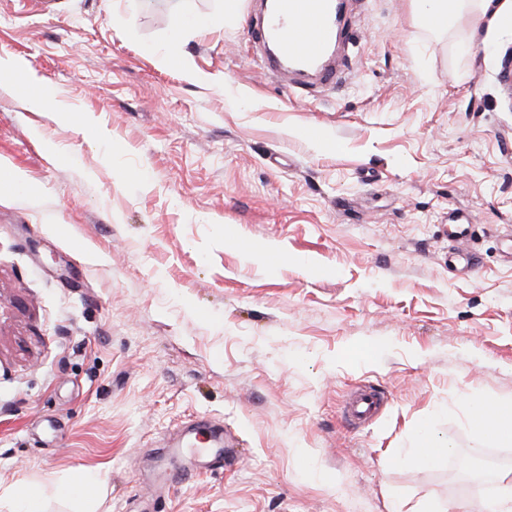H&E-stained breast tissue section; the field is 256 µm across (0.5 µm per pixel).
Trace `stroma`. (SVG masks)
<instances>
[{
	"mask_svg": "<svg viewBox=\"0 0 512 512\" xmlns=\"http://www.w3.org/2000/svg\"><path fill=\"white\" fill-rule=\"evenodd\" d=\"M221 5L0 0V166L22 176L0 193V490L79 512L51 490L92 471L94 512H135L147 464L207 418L243 455L150 512H484L495 482L452 476L482 452L512 474V442L466 423L512 401V12L465 52L469 17L439 34L413 0H346L357 46L301 95L260 64L253 0L185 36L210 82L160 65L181 12ZM21 83L70 121L27 111ZM365 385L384 402L356 425ZM425 426L446 461L410 458Z\"/></svg>",
	"mask_w": 512,
	"mask_h": 512,
	"instance_id": "stroma-1",
	"label": "stroma"
}]
</instances>
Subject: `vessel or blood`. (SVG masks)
Wrapping results in <instances>:
<instances>
[{"mask_svg":"<svg viewBox=\"0 0 512 512\" xmlns=\"http://www.w3.org/2000/svg\"><path fill=\"white\" fill-rule=\"evenodd\" d=\"M252 38L263 48L275 49L269 57L271 72L288 66L314 72L319 83L336 82L338 73L330 60L338 42L355 38L349 20L340 15L337 0H265L252 25ZM381 405V396L371 387L359 388L350 398L351 420H371ZM165 455L180 459L179 471L167 473L166 487H173L179 476L223 467L226 460L221 429L196 423L169 438Z\"/></svg>","mask_w":512,"mask_h":512,"instance_id":"b4317fda","label":"vessel or blood"}]
</instances>
